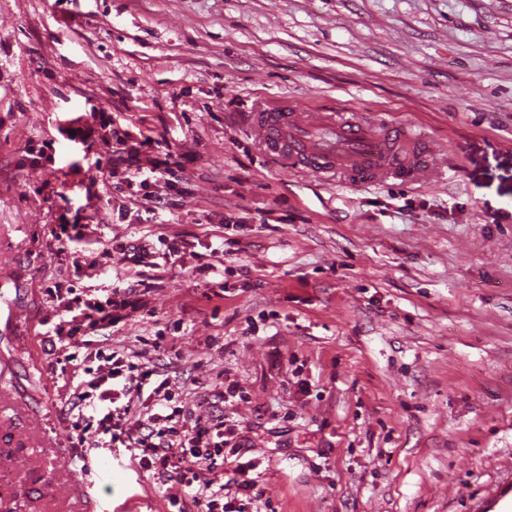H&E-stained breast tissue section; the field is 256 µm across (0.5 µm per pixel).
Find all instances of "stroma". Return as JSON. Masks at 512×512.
Masks as SVG:
<instances>
[{
    "mask_svg": "<svg viewBox=\"0 0 512 512\" xmlns=\"http://www.w3.org/2000/svg\"><path fill=\"white\" fill-rule=\"evenodd\" d=\"M287 102L402 123L417 181L290 167ZM112 129L85 138L90 111ZM178 165L166 208L86 187L117 142ZM55 162L30 163L28 139ZM140 242L143 279L73 267ZM114 294L76 348L146 351L259 459L258 512H498L512 499V0H0V512H177L124 448L71 444L54 283ZM236 384L240 399L222 393ZM85 224H56L50 231L53 245L61 254H67L70 250L69 243L81 239L86 233ZM71 254V252H69Z\"/></svg>",
    "mask_w": 512,
    "mask_h": 512,
    "instance_id": "stroma-1",
    "label": "stroma"
}]
</instances>
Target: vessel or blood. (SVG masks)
<instances>
[{
  "label": "vessel or blood",
  "mask_w": 512,
  "mask_h": 512,
  "mask_svg": "<svg viewBox=\"0 0 512 512\" xmlns=\"http://www.w3.org/2000/svg\"><path fill=\"white\" fill-rule=\"evenodd\" d=\"M252 130L269 152L286 155L295 168L341 171L357 182L416 178L434 158L432 148L405 124L377 129L353 117L282 106L254 113Z\"/></svg>",
  "instance_id": "obj_1"
}]
</instances>
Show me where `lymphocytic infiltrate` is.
I'll list each match as a JSON object with an SVG mask.
<instances>
[{
    "instance_id": "1",
    "label": "lymphocytic infiltrate",
    "mask_w": 512,
    "mask_h": 512,
    "mask_svg": "<svg viewBox=\"0 0 512 512\" xmlns=\"http://www.w3.org/2000/svg\"><path fill=\"white\" fill-rule=\"evenodd\" d=\"M171 160L168 154L145 159L139 151L124 150L89 183L140 190L146 211L156 213L163 209L164 200L155 187L169 176ZM49 295L60 300L69 314L55 325V335L95 332L110 316L111 300L73 288L57 287ZM85 359V379L73 389V405L82 410L96 398L105 401L107 408L99 419L81 414L73 422L78 444H85L93 432L109 435L112 442L127 448L142 470L189 489L200 512H242L224 495L230 483L247 501L260 499L258 482L252 476L259 463L252 458L240 460V448L232 442L234 428L226 418L197 415L169 379L160 377L148 363L129 362L115 351L107 354L95 350ZM130 394L136 395L144 408L143 419L135 429L129 425L132 406L124 401ZM229 456L237 463L228 480L223 462Z\"/></svg>"
}]
</instances>
